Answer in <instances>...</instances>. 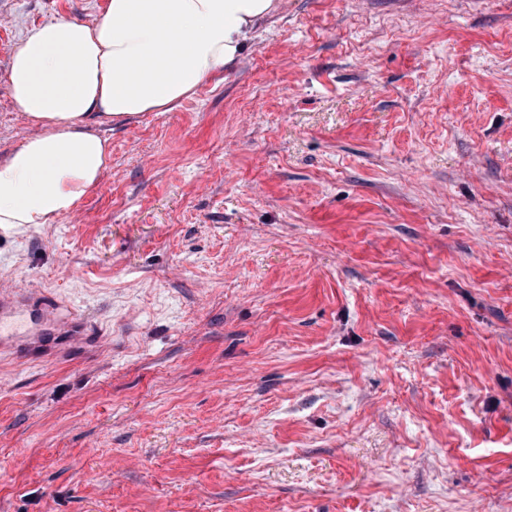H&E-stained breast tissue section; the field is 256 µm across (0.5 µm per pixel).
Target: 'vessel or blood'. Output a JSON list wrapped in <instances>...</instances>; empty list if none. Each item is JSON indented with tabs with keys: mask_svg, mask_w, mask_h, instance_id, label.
<instances>
[{
	"mask_svg": "<svg viewBox=\"0 0 512 512\" xmlns=\"http://www.w3.org/2000/svg\"><path fill=\"white\" fill-rule=\"evenodd\" d=\"M41 319L50 331L79 337L87 335L84 322L60 312L58 305L46 302L29 289L4 287L0 289V335L27 344L39 341L40 332L33 328V319Z\"/></svg>",
	"mask_w": 512,
	"mask_h": 512,
	"instance_id": "1",
	"label": "vessel or blood"
}]
</instances>
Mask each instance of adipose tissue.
<instances>
[{"instance_id": "adipose-tissue-1", "label": "adipose tissue", "mask_w": 512, "mask_h": 512, "mask_svg": "<svg viewBox=\"0 0 512 512\" xmlns=\"http://www.w3.org/2000/svg\"><path fill=\"white\" fill-rule=\"evenodd\" d=\"M275 9L274 0H106L96 25L60 18L31 29L8 86L39 132L0 163V225L71 212L109 161L87 118L171 109L238 61Z\"/></svg>"}]
</instances>
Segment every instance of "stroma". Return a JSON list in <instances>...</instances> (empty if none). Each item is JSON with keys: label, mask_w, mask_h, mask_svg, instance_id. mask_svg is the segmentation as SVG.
<instances>
[{"label": "stroma", "mask_w": 512, "mask_h": 512, "mask_svg": "<svg viewBox=\"0 0 512 512\" xmlns=\"http://www.w3.org/2000/svg\"><path fill=\"white\" fill-rule=\"evenodd\" d=\"M105 0H0L13 49ZM0 286L86 342L0 356V512H512V0H277Z\"/></svg>", "instance_id": "obj_1"}]
</instances>
